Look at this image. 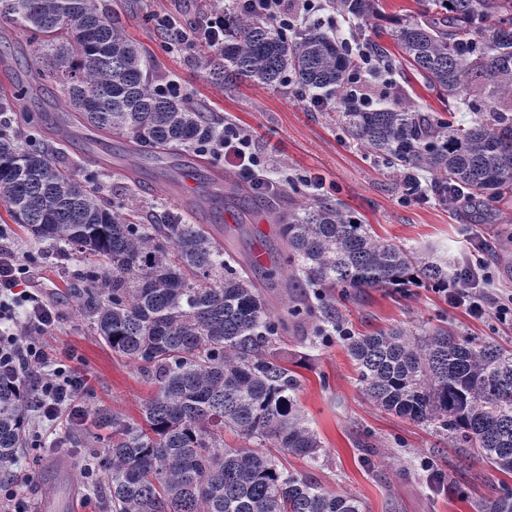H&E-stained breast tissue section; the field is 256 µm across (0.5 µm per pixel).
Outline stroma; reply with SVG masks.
Returning a JSON list of instances; mask_svg holds the SVG:
<instances>
[{
  "instance_id": "obj_1",
  "label": "stroma",
  "mask_w": 512,
  "mask_h": 512,
  "mask_svg": "<svg viewBox=\"0 0 512 512\" xmlns=\"http://www.w3.org/2000/svg\"><path fill=\"white\" fill-rule=\"evenodd\" d=\"M120 12L130 38L144 47L154 61L153 80L180 84L181 98L205 113L215 128L230 123L249 134L256 153L266 164L265 175L275 182L276 193L257 191L218 212L193 215L192 223L233 224L236 213L247 211L251 221L244 233L229 232L222 243L243 256L255 254L262 243L278 244V226L272 216L287 211L294 202H312L326 196L370 225L384 240L419 248L434 260L463 264L473 250L474 235H481L483 258L491 275L489 288L500 298L512 297V251L502 250L504 231L512 229V195L498 205L497 215L483 224H472L466 208H448L435 198L410 199L395 170L384 168L373 156L344 138L330 113L312 106L296 85L271 89L252 80L237 81L232 88L217 84L205 66L206 46L173 51L168 35L158 25L169 16L183 29H191L212 9L215 0H107ZM298 26L320 23L324 32L351 40L370 28L347 21L316 0L304 11L299 0H285ZM38 59L23 31L0 28V95L11 94L18 78L33 75ZM392 87L372 79L373 96L394 103L397 95L412 99L423 110L438 115L453 113L457 122L469 123L466 103L444 107L435 91L403 58L395 60ZM66 104L55 84L37 87L15 104L18 124L29 134L44 135ZM69 161L80 163V175L99 185L115 201L135 196L146 214L162 220L174 204L157 163L122 157L121 167L100 172L80 138L66 143ZM139 167L137 182H129L124 168ZM0 225L8 242L31 271L30 284L56 313L54 326L40 338L50 367L71 366L87 377L78 404L84 412L105 409L130 421L141 418V408L155 386L139 367L112 353L81 315L70 283L91 261L78 262L46 254V246L15 224L0 202ZM344 328L351 334H368L393 325L412 329L452 322L462 334L481 339L512 342V324L498 320L494 311L471 318L465 307L450 302L432 288L413 289L410 295L373 288L356 301L338 307ZM295 371L301 387L297 402L322 443L318 459L288 455L287 471L313 477L324 488L352 494L364 503L365 512H478L484 500L495 496L501 484L512 486V475L479 462L468 472L449 465L453 448L446 435L429 424L387 413L360 392L357 371L338 334L324 338L289 330L275 346ZM40 451L24 453L12 465V495L37 504L46 496L70 504L71 512H106L108 486L102 470L86 471L84 449L70 439L75 423L61 416L47 425L31 420Z\"/></svg>"
}]
</instances>
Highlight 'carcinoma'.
I'll return each mask as SVG.
<instances>
[{
	"label": "carcinoma",
	"instance_id": "carcinoma-1",
	"mask_svg": "<svg viewBox=\"0 0 512 512\" xmlns=\"http://www.w3.org/2000/svg\"><path fill=\"white\" fill-rule=\"evenodd\" d=\"M379 0H332L336 12L368 22ZM420 10L384 32L425 85L467 101V125L397 107L354 106L358 60L351 45L315 24L298 30L240 8L224 45L207 66L222 83L288 82L324 99L345 137L394 167L405 191L409 174L432 173V191L455 207L466 200L492 214L512 192V0H418ZM25 31L39 58L34 81L57 84L69 106L63 126L94 128L161 157L195 150L215 130L202 113L157 89L149 57L131 42L120 16L102 0H0V24ZM374 71L394 59L366 39ZM11 108L0 105V201L39 241L92 256L106 265L75 277V296L112 352L141 367L156 390L142 423L98 409L80 424L75 445L112 431L99 465L108 472L112 512H365L359 498L325 490L287 473L268 452L318 457L320 439L298 407L297 373L273 352L288 328L313 335L338 327L337 297L367 288L401 293L412 286L448 287V266L414 248L384 241L340 204H295L279 234L288 281L320 289L318 304L293 297L273 314L248 265L202 224L178 213L146 224L100 188L63 165L50 144L23 149ZM61 126V127H63ZM61 127L55 135L61 136ZM361 391L382 409L431 423L476 461L512 473V349L475 341L451 325L417 337L403 327L345 337ZM33 390L24 373H0V483L8 464L34 445L27 430ZM231 431L255 444L224 446ZM481 512H512L504 484Z\"/></svg>",
	"mask_w": 512,
	"mask_h": 512
}]
</instances>
